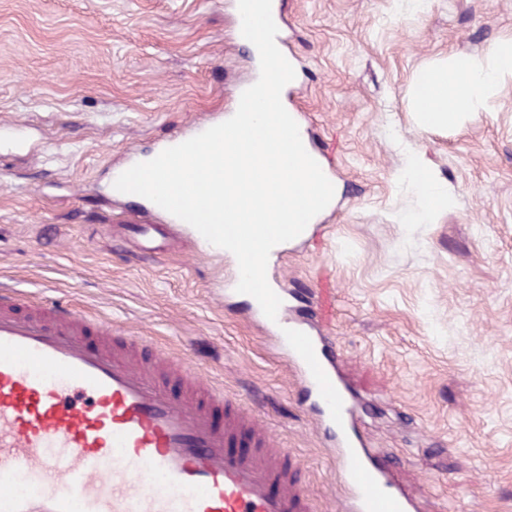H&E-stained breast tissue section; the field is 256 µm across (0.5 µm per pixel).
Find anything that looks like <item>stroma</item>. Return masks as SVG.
Segmentation results:
<instances>
[{
    "label": "stroma",
    "mask_w": 512,
    "mask_h": 512,
    "mask_svg": "<svg viewBox=\"0 0 512 512\" xmlns=\"http://www.w3.org/2000/svg\"><path fill=\"white\" fill-rule=\"evenodd\" d=\"M340 204L267 276L314 292L372 448L425 512H512V75L457 128L412 87L512 39V0H282ZM225 0H0V282L111 318L256 407L336 512V461L305 390L225 290L236 260L189 231L148 262L110 227L116 172L233 109L252 69ZM451 194L426 213L409 174Z\"/></svg>",
    "instance_id": "35a3bbf8"
}]
</instances>
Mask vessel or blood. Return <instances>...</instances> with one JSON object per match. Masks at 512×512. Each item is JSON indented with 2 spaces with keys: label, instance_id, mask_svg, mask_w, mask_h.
<instances>
[{
  "label": "vessel or blood",
  "instance_id": "1",
  "mask_svg": "<svg viewBox=\"0 0 512 512\" xmlns=\"http://www.w3.org/2000/svg\"><path fill=\"white\" fill-rule=\"evenodd\" d=\"M141 259L160 226L129 215ZM270 339L331 432L339 512H423L364 437L335 344L281 304ZM0 512H315L260 414L182 357L65 302L0 288Z\"/></svg>",
  "mask_w": 512,
  "mask_h": 512
}]
</instances>
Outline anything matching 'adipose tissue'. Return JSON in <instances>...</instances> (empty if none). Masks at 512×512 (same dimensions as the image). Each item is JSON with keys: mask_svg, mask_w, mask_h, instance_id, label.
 I'll list each match as a JSON object with an SVG mask.
<instances>
[{"mask_svg": "<svg viewBox=\"0 0 512 512\" xmlns=\"http://www.w3.org/2000/svg\"><path fill=\"white\" fill-rule=\"evenodd\" d=\"M492 56L494 62L489 66L475 61L467 69L444 63L424 70L413 89L421 128L459 126L474 100L483 97L501 74H512L511 40L497 45Z\"/></svg>", "mask_w": 512, "mask_h": 512, "instance_id": "ef3b65f1", "label": "adipose tissue"}]
</instances>
